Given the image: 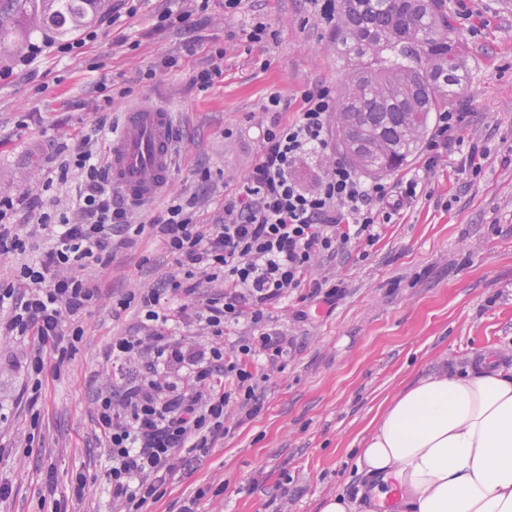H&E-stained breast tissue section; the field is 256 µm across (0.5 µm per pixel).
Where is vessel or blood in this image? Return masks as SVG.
I'll return each instance as SVG.
<instances>
[{"label":"vessel or blood","mask_w":512,"mask_h":512,"mask_svg":"<svg viewBox=\"0 0 512 512\" xmlns=\"http://www.w3.org/2000/svg\"><path fill=\"white\" fill-rule=\"evenodd\" d=\"M175 120L169 108L128 109L112 134L108 153L111 182L123 197L150 202L163 194L172 175Z\"/></svg>","instance_id":"obj_1"}]
</instances>
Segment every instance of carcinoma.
I'll return each mask as SVG.
<instances>
[{
	"instance_id": "carcinoma-1",
	"label": "carcinoma",
	"mask_w": 512,
	"mask_h": 512,
	"mask_svg": "<svg viewBox=\"0 0 512 512\" xmlns=\"http://www.w3.org/2000/svg\"><path fill=\"white\" fill-rule=\"evenodd\" d=\"M100 0H5L0 51L17 46L8 20L61 35L96 13ZM336 46L347 73L336 111L341 156L370 175L415 151L431 115L462 85L464 49L441 0H336Z\"/></svg>"
}]
</instances>
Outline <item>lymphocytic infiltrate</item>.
I'll list each match as a JSON object with an SVG mask.
<instances>
[{
    "label": "lymphocytic infiltrate",
    "mask_w": 512,
    "mask_h": 512,
    "mask_svg": "<svg viewBox=\"0 0 512 512\" xmlns=\"http://www.w3.org/2000/svg\"><path fill=\"white\" fill-rule=\"evenodd\" d=\"M280 105V95L271 93L257 156L242 188L225 196L224 216L215 224L197 223L191 201L174 195L152 224H132L129 205L118 199L103 157L93 150L104 137L99 126L81 136L56 170L61 182L73 168L84 176L72 212L42 209L37 195H0V256L24 258L14 281L0 282V335L33 338L34 374L42 373L46 353L65 359L81 338L80 319L96 297L84 272L111 261L116 238L151 232L183 270L169 276L165 287L130 294L150 333L117 338L108 352L116 367L146 352L153 358L149 377L96 400L99 430L110 449L107 479L121 512H146L182 456L208 448L210 437L224 428L233 395L254 400L256 356L270 362L282 356L284 338L266 332L224 348L219 339L226 325L245 315L260 323L268 307L298 289L321 291L324 280L309 276L316 259L353 240L375 245L384 224L417 195L420 175L397 194L388 183L365 182L335 160L316 190L302 189L292 168L301 157L326 156L336 100L325 87L306 92L289 121L281 119ZM23 203L38 211L46 232L42 245H32L12 221ZM199 277L222 281L224 291L194 313L199 330L216 337V344L189 359L172 341L170 301L193 295Z\"/></svg>",
    "instance_id": "obj_1"
}]
</instances>
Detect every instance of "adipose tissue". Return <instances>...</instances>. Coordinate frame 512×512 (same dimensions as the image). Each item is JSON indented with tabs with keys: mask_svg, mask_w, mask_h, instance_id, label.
<instances>
[{
	"mask_svg": "<svg viewBox=\"0 0 512 512\" xmlns=\"http://www.w3.org/2000/svg\"><path fill=\"white\" fill-rule=\"evenodd\" d=\"M365 492L398 512H512V369L485 355L388 398L358 450Z\"/></svg>",
	"mask_w": 512,
	"mask_h": 512,
	"instance_id": "ef3b65f1",
	"label": "adipose tissue"
}]
</instances>
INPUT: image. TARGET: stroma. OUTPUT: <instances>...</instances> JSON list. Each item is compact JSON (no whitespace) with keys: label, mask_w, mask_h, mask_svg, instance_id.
<instances>
[{"label":"stroma","mask_w":512,"mask_h":512,"mask_svg":"<svg viewBox=\"0 0 512 512\" xmlns=\"http://www.w3.org/2000/svg\"><path fill=\"white\" fill-rule=\"evenodd\" d=\"M465 45V78L448 109L464 113L447 156L427 171L417 197L385 225L373 247L348 243L319 259L313 277L336 287L333 302L304 288L224 330L226 345L263 332L286 339L253 415L234 409L207 452L185 459L150 512H321L329 496L356 498L364 483L356 450L385 399L428 374L465 368L492 352L512 366V8L502 0H443ZM172 0H103L67 36L45 30L31 64L0 53V195L20 197L51 176L64 149L91 126L114 127L130 103L175 114L176 166L170 191L195 195L198 222L221 216L225 195L241 188L260 145L258 123L272 92L283 118H295L305 91L339 92L345 64L324 17L309 0H242L234 12L211 0L195 31L172 22L152 30ZM268 24L272 37L249 42L243 28ZM125 35L117 44V35ZM200 45L187 55L185 43ZM75 46L59 54L61 42ZM223 49L222 74L205 92L190 84ZM177 59L158 70L164 58ZM131 88L109 111L95 109L101 84ZM486 154L480 173L462 172L470 148ZM211 179L198 189L196 172ZM150 233L116 247L108 266L86 275L98 297L81 319L83 336L64 363L46 356L38 411L19 398L31 387L28 338H0V481L12 492L0 512H115L104 477L109 449L97 426L96 397L144 372L149 355L117 370L107 351L118 336H146L137 307L117 304L177 272ZM91 481L73 494L76 474Z\"/></svg>","instance_id":"35a3bbf8"}]
</instances>
